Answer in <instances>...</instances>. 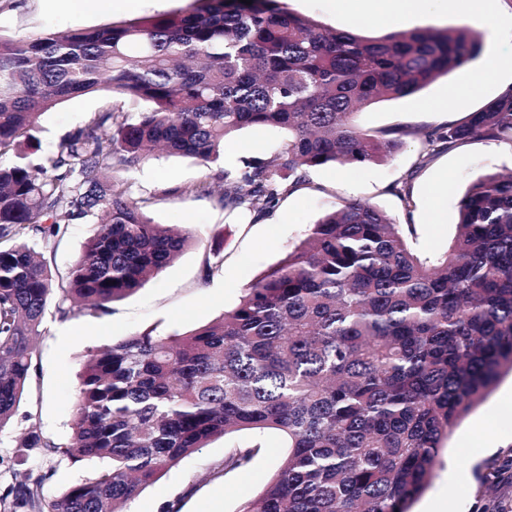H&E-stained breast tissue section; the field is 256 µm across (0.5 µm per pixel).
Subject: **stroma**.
<instances>
[{
  "mask_svg": "<svg viewBox=\"0 0 512 512\" xmlns=\"http://www.w3.org/2000/svg\"><path fill=\"white\" fill-rule=\"evenodd\" d=\"M285 7L310 17L329 29L360 31L377 38L383 31L359 26L349 16L336 14L330 0H283ZM184 0H137L134 8L88 14L68 0H0V35L36 38L47 32L88 29L136 18L170 14L184 8ZM497 31L466 16L445 13L432 22L438 29L467 25L483 42L481 56L463 70L438 78L416 95L379 101L360 110L356 125L376 137L399 138L402 147L390 160L350 168L319 167L310 170L292 193L278 204L258 212L240 208L228 212L218 194L192 192L191 187L222 169L241 167L243 160L268 155L282 140L275 128H248L227 146L219 162L204 166L198 161L157 154L129 173L134 194L149 198L148 216L157 224L186 227L197 240L157 278L127 298L110 304L99 317L61 319L48 310L45 332L37 342L30 382L16 415L0 431V492L20 476L10 461L18 439L35 429L57 440L70 432L73 404L84 361L96 348L145 330L159 335L182 334L205 325L233 308L248 288L268 268L282 261L325 213L351 201L371 204L398 224L414 227L411 245L423 257L447 251L458 222V202L480 177L512 169V145L493 140L470 141L453 148L429 151L424 134L434 128L462 121L512 86V0H492ZM494 64L492 78L477 91L468 86L487 64ZM447 98L444 112H426L422 103ZM115 100L98 92L73 98L46 112L37 136L43 152L56 151L67 134L81 127L91 113ZM427 164H420L422 154ZM408 184L410 202H403L398 186ZM447 195L440 223L431 221V198L436 186ZM93 224L75 222L61 227L52 254V266L67 275L94 234ZM220 246L222 265L206 269L212 246ZM82 327L81 335L61 341L64 325ZM512 376L499 385L456 427L442 453L426 491L412 512L427 505H441L443 512H512ZM225 443L217 439L166 472L126 505L127 512H237L240 502L256 494L273 475L285 453L283 439L266 434L264 446L249 468L223 472ZM100 461H65L50 467L43 451H32L28 470L46 474L45 492L62 490L100 468Z\"/></svg>",
  "mask_w": 512,
  "mask_h": 512,
  "instance_id": "stroma-1",
  "label": "stroma"
}]
</instances>
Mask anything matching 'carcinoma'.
Returning a JSON list of instances; mask_svg holds the SVG:
<instances>
[{
	"instance_id": "cac0c4a2",
	"label": "carcinoma",
	"mask_w": 512,
	"mask_h": 512,
	"mask_svg": "<svg viewBox=\"0 0 512 512\" xmlns=\"http://www.w3.org/2000/svg\"><path fill=\"white\" fill-rule=\"evenodd\" d=\"M482 52L477 33L327 29L281 0H188L185 9L34 39L0 36V430L22 400L51 301L96 317L168 267L190 231L154 224L122 174L161 149L208 164L249 127L284 142L222 169L224 208L267 210L310 168L378 164L402 146L353 121L412 96ZM108 92L133 111L95 112L36 164L34 132L58 104ZM512 145V88L425 134ZM455 237L420 258L402 225L350 202L184 334L125 336L83 365L68 437L18 447L107 465L63 491L46 475L7 487L0 512H125L129 500L217 438L222 470L248 467L264 435L288 452L237 512H411L455 427L512 373V171L470 185ZM97 225L67 280L46 253L60 225ZM248 434L250 441L235 438Z\"/></svg>"
}]
</instances>
